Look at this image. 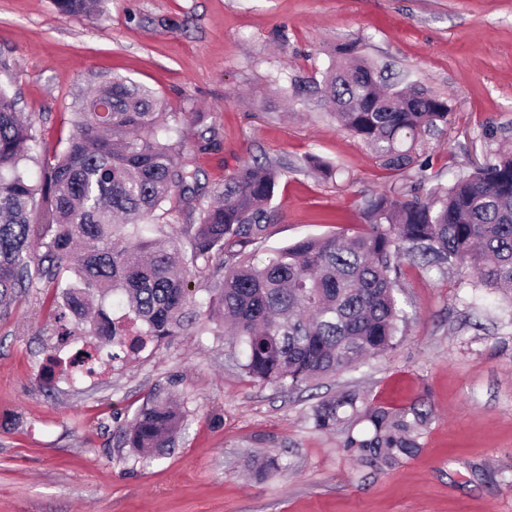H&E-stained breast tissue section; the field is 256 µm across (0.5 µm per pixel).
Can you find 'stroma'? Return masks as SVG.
I'll use <instances>...</instances> for the list:
<instances>
[{
  "label": "stroma",
  "mask_w": 512,
  "mask_h": 512,
  "mask_svg": "<svg viewBox=\"0 0 512 512\" xmlns=\"http://www.w3.org/2000/svg\"><path fill=\"white\" fill-rule=\"evenodd\" d=\"M343 42L448 98L447 132L427 138L441 182L512 145V0H106L91 17L0 0V86L33 125L35 174L115 75L178 115L204 193L254 158L287 163L277 220L254 246L263 259L355 227L365 197L408 185L326 112L277 91L279 78H320ZM310 154L339 174L307 168ZM472 278L403 263L397 346L293 390L248 377L239 350L198 319L100 375H73L83 339L59 346L34 284L0 320V512H512V303ZM157 392L187 416L176 448L146 462L119 431ZM344 392L428 410L418 453L368 466L346 446L365 422L345 411L317 428L313 406Z\"/></svg>",
  "instance_id": "35a3bbf8"
}]
</instances>
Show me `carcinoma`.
<instances>
[{
    "label": "carcinoma",
    "mask_w": 512,
    "mask_h": 512,
    "mask_svg": "<svg viewBox=\"0 0 512 512\" xmlns=\"http://www.w3.org/2000/svg\"><path fill=\"white\" fill-rule=\"evenodd\" d=\"M104 2L55 0L66 15L100 13ZM280 93L304 106L332 104L330 116L385 169L412 171L414 180L364 199L360 229L297 241L257 264L247 248L276 219L271 202L287 167L246 163L211 200L172 142L176 116L153 90L114 76L79 103L66 148L34 179L31 123L0 89V317L38 281L60 343L96 336L139 352L202 313L216 335L242 348L246 375L297 387L394 347L405 323L395 295L405 259L467 266L475 287L512 289V148L438 182L416 147L448 122V99L416 83L384 84L351 43L336 47L321 82ZM176 199L197 216L188 251L154 223ZM201 265L211 269L204 302L189 288ZM115 293L122 316L102 306L89 313L90 297ZM99 355L89 344L70 365L79 372ZM343 407L371 425L347 442L360 459L392 465L417 453L414 432L429 413L394 414L347 394L315 405V425H335ZM184 419L183 408L156 393L123 431V445L159 457L176 447Z\"/></svg>",
    "instance_id": "cac0c4a2"
}]
</instances>
